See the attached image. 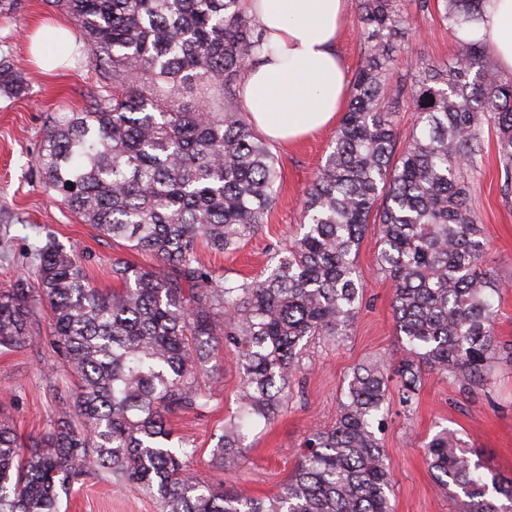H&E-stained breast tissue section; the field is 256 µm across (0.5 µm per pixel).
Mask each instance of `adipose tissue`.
Masks as SVG:
<instances>
[{
  "instance_id": "ef3b65f1",
  "label": "adipose tissue",
  "mask_w": 512,
  "mask_h": 512,
  "mask_svg": "<svg viewBox=\"0 0 512 512\" xmlns=\"http://www.w3.org/2000/svg\"><path fill=\"white\" fill-rule=\"evenodd\" d=\"M242 7L264 30L259 61L246 70L239 94L252 127L289 145L333 124L349 90L337 52L348 0H242ZM472 36L512 74V0H486Z\"/></svg>"
}]
</instances>
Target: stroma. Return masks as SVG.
<instances>
[{
	"label": "stroma",
	"mask_w": 512,
	"mask_h": 512,
	"mask_svg": "<svg viewBox=\"0 0 512 512\" xmlns=\"http://www.w3.org/2000/svg\"><path fill=\"white\" fill-rule=\"evenodd\" d=\"M401 9L405 34L395 47L389 80L392 85L408 87L420 67L452 65L459 44L449 34L437 6L424 11L418 0H401ZM69 21L65 12L46 0H19L17 9L0 13V57L9 56L18 64L26 85L19 96L0 95V290L10 288L19 275L34 274L36 253L51 238L79 255L94 285L105 292L115 285L114 259L145 268L156 264L155 257L129 249L126 241L100 236L52 200L41 183L37 157L50 113L83 110L90 96L110 86L92 62L91 44L79 38L64 65L55 71H43L31 62L29 38L34 31L45 23ZM335 136L331 126L288 148L271 145L281 172L280 190L261 231L232 254L199 247V262L231 281L258 274L269 247H284L291 241L301 220L304 194ZM484 143L483 162L470 181L472 204L489 243L485 265L502 286L496 317L500 346L493 360V380L490 386L469 393L426 376L408 412L399 406L397 393H390L389 420L381 444L391 461L395 512H459V501L439 487L425 458L426 444L443 429L498 472L512 476V192L504 190L493 131H485ZM378 240L377 225H370L357 257L366 289L349 334L317 336L308 343L290 402L271 423L255 428L253 445L238 467L219 470L211 462L214 435L237 407L240 376L232 356H224L211 374L214 395L209 408L172 417L175 436L196 446L188 461L190 472L246 496L277 494L299 462L305 436L312 429L335 424L353 368L379 356L401 357L393 285L377 271ZM63 379L64 371L50 347L37 353L0 352V414L13 422L22 439L41 437L53 427L59 408L55 386ZM60 512H157V507L147 496L92 479L62 498Z\"/></svg>",
	"instance_id": "obj_1"
}]
</instances>
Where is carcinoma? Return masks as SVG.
I'll return each mask as SVG.
<instances>
[{
    "label": "carcinoma",
    "mask_w": 512,
    "mask_h": 512,
    "mask_svg": "<svg viewBox=\"0 0 512 512\" xmlns=\"http://www.w3.org/2000/svg\"><path fill=\"white\" fill-rule=\"evenodd\" d=\"M47 2L91 42L112 95L50 115L37 159L44 190L158 264L115 260L119 286L105 293L73 252L49 241L35 279L21 275L0 291V349L48 343L69 378L55 426L32 445L0 418V512H58L60 494L92 477L149 496L157 512H393L378 437L391 375L406 411L426 374L487 386L498 347L500 284L483 269L468 172L482 163L487 125L512 178V79L467 37L484 0H441L459 53L452 66L422 69L407 133L391 110L404 90L387 79L402 31L396 0H357L367 46L299 233L259 275L237 281L201 265L197 249L231 253L259 232L275 203V159L243 113L209 99L188 108L176 91L206 82L232 95L258 59L260 21L241 0ZM22 91L20 72L0 58V92ZM370 224L378 271L394 286L401 358L353 370L336 424L307 435L276 496L245 497L188 472L195 448L172 441L169 416L208 408V364L234 354L238 407L212 455L219 468L239 465L251 430L288 405L308 341L347 335L363 299L357 256ZM45 313L47 336L37 331ZM426 458L440 487L463 494V512H512V479L452 433H437Z\"/></svg>",
    "instance_id": "obj_1"
}]
</instances>
